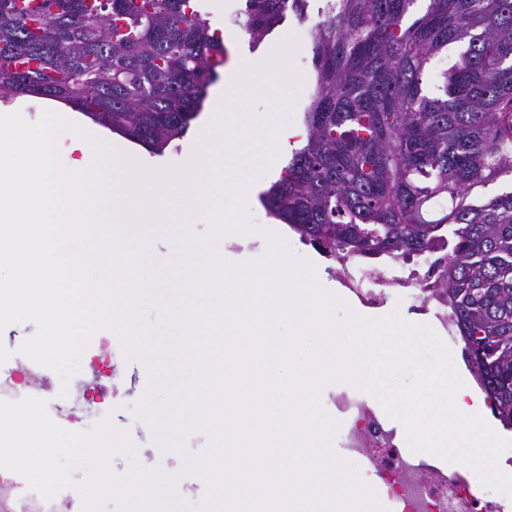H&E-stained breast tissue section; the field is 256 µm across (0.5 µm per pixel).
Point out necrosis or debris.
<instances>
[{"instance_id": "4bbe7bcc", "label": "necrosis or debris", "mask_w": 512, "mask_h": 512, "mask_svg": "<svg viewBox=\"0 0 512 512\" xmlns=\"http://www.w3.org/2000/svg\"><path fill=\"white\" fill-rule=\"evenodd\" d=\"M336 273L341 288L362 306L373 303L377 288H407L419 309H430L428 296L436 282L430 264L408 272L395 265L382 278L368 280L359 263L347 261L337 264ZM334 406L343 420L345 455L387 485L393 512H504V501L491 498L463 474L443 472L437 459H407L396 434L366 400L342 392ZM0 488L8 493L0 512H58V499L44 500L15 473L0 470Z\"/></svg>"}]
</instances>
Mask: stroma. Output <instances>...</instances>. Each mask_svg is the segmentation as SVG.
Here are the masks:
<instances>
[{
	"label": "stroma",
	"mask_w": 512,
	"mask_h": 512,
	"mask_svg": "<svg viewBox=\"0 0 512 512\" xmlns=\"http://www.w3.org/2000/svg\"><path fill=\"white\" fill-rule=\"evenodd\" d=\"M207 3L212 13V25L222 32L223 41L231 52V67L240 68L247 60L244 49L248 41L241 30L232 24L231 19L242 9L241 0H207ZM249 212L252 222L257 227L256 233L233 240L222 239L218 244L220 254L237 263L260 259L267 251L265 234L273 230L286 241L296 255L308 260L315 272L327 271L328 261L311 246L303 244L298 235L285 224L273 219L263 204L251 206ZM102 337L103 332L99 329L90 337L83 351L85 361L81 363L80 371L73 377L69 387H62L58 375L47 368L28 378L29 385L33 386L38 397L46 400L51 419L65 429L82 432L88 429L83 396L96 391L100 381L102 363L99 359V342ZM145 370V365L138 360L124 358L117 363L112 381L119 394L112 400V410L108 419L115 429L126 435L132 447L144 449L156 467L166 474L179 475L184 463L182 456L174 451L159 452L150 425L136 414V406L149 386L148 380L143 377ZM177 491L184 502L195 506L205 499L208 485L199 476L180 477Z\"/></svg>",
	"instance_id": "stroma-1"
}]
</instances>
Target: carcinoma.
I'll list each match as a JSON object with an SVG mask.
<instances>
[{
  "instance_id": "cac0c4a2",
  "label": "carcinoma",
  "mask_w": 512,
  "mask_h": 512,
  "mask_svg": "<svg viewBox=\"0 0 512 512\" xmlns=\"http://www.w3.org/2000/svg\"><path fill=\"white\" fill-rule=\"evenodd\" d=\"M310 2L245 0L231 19L253 48L289 14L312 22L306 140L262 200L333 261L441 253L432 298L511 430L512 187L481 189L512 183V0H317L314 19ZM227 59L196 0H0V99L61 101L154 154Z\"/></svg>"
}]
</instances>
